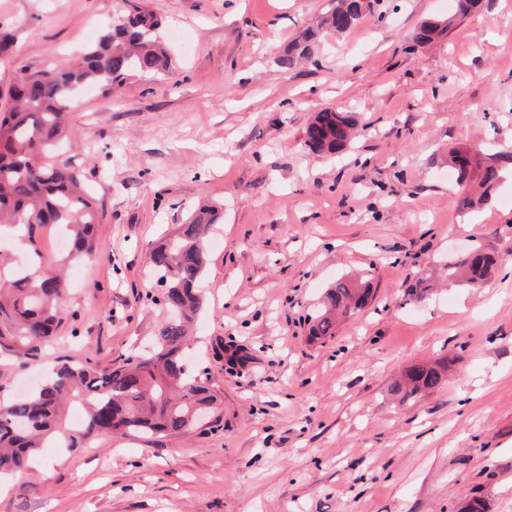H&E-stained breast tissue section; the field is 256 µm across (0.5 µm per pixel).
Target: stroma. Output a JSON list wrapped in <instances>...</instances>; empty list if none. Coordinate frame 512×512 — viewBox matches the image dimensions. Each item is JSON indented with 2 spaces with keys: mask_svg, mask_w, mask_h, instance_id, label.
Returning a JSON list of instances; mask_svg holds the SVG:
<instances>
[{
  "mask_svg": "<svg viewBox=\"0 0 512 512\" xmlns=\"http://www.w3.org/2000/svg\"><path fill=\"white\" fill-rule=\"evenodd\" d=\"M161 21L168 74L81 90L66 157L93 171L98 249L70 266L65 343L6 392L69 359L106 364L147 346L162 319L148 254L202 204L219 203L186 357L207 368L215 427L48 443L8 478L0 512H512V176L465 213L448 151L512 150V0H381L310 59L277 58L331 0H139ZM127 0H0V94L94 45ZM454 17L409 50L423 21ZM355 118L340 152L306 144L319 110ZM497 259L478 289L444 266L473 245ZM433 279L410 301L407 275ZM373 296L334 337L308 318L342 277ZM246 363L225 368V355ZM450 360L443 384L399 402L413 363Z\"/></svg>",
  "mask_w": 512,
  "mask_h": 512,
  "instance_id": "1",
  "label": "stroma"
}]
</instances>
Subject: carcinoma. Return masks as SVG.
Instances as JSON below:
<instances>
[{
	"instance_id": "obj_1",
	"label": "carcinoma",
	"mask_w": 512,
	"mask_h": 512,
	"mask_svg": "<svg viewBox=\"0 0 512 512\" xmlns=\"http://www.w3.org/2000/svg\"><path fill=\"white\" fill-rule=\"evenodd\" d=\"M374 0H334L317 27L288 43L278 65L291 69L311 55L321 33L342 34L373 10ZM452 25V19L423 23L414 41L425 45ZM160 21L139 6L112 25L79 61L30 71L20 67L5 102L0 104V227L27 242L26 263L0 256V353L25 358L53 346L63 321L66 282L60 272L45 276L39 237L47 228L70 235L68 260L91 255L102 208L92 195L87 173L62 159L59 145L67 137L65 115L74 93L93 83L110 86L133 73H160L171 59L157 30ZM352 118L325 109L315 114L308 145L334 154L350 138ZM512 152L483 163L452 148L448 165L465 188L462 205L490 201L503 179ZM216 208H203L159 243L150 254L158 292L150 296L166 316L150 350L135 352L118 364L102 366L88 359L69 360L46 371L31 392L0 402V474L24 471L48 439L62 447L83 448L92 438L122 431L139 436L182 434L203 426L217 410V396L205 369L193 370L184 359L190 326L204 305L199 284L205 274L207 238L218 222ZM495 268V258L473 247L448 264V280L481 288ZM371 295L369 284L339 279L311 316L310 335L332 336L337 317L362 309ZM446 365H410L392 393L402 402L431 392L445 379ZM76 406L82 420L63 422L66 408Z\"/></svg>"
}]
</instances>
